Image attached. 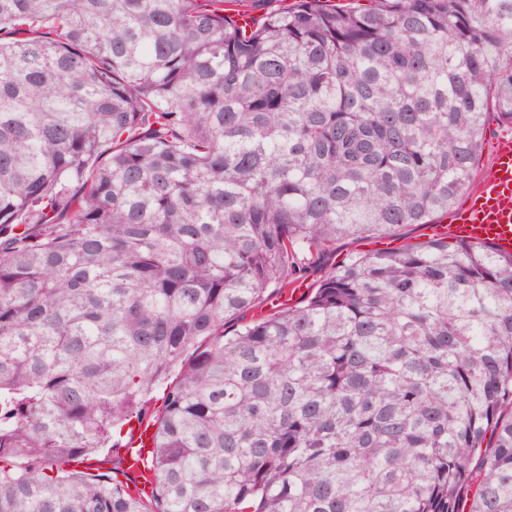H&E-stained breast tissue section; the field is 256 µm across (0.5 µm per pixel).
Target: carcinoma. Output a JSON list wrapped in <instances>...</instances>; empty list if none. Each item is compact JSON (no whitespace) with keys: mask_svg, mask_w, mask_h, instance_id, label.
Returning <instances> with one entry per match:
<instances>
[{"mask_svg":"<svg viewBox=\"0 0 512 512\" xmlns=\"http://www.w3.org/2000/svg\"><path fill=\"white\" fill-rule=\"evenodd\" d=\"M0 0V512H512V0ZM162 389L160 407L150 394ZM155 428V487L74 468ZM506 130L496 123L490 125L480 163L481 175L489 171V176L472 192L462 195L448 216L440 218L434 226H448L452 212L463 206L471 193L469 204L454 212L452 233L466 241L491 242L498 251L509 254L512 253V135L503 133L494 138L496 133ZM432 233L429 228L410 226L402 231V235L398 239L392 241L391 239L378 240V239H360L350 240L340 245L336 250V261L340 260L346 253L349 252H370L377 249L388 247H396L404 244L405 242H422L426 241L428 236ZM389 244V245H387ZM340 255V256H339Z\"/></svg>","mask_w":512,"mask_h":512,"instance_id":"carcinoma-1","label":"carcinoma"}]
</instances>
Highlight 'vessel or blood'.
<instances>
[{"label": "vessel or blood", "mask_w": 512, "mask_h": 512, "mask_svg": "<svg viewBox=\"0 0 512 512\" xmlns=\"http://www.w3.org/2000/svg\"><path fill=\"white\" fill-rule=\"evenodd\" d=\"M452 232L471 242H490L498 251L512 253V135L494 140V162L489 176L472 191L469 204L455 212ZM154 443V430L135 426L122 458L126 472L133 474L143 492H150L145 482L142 460Z\"/></svg>", "instance_id": "1"}]
</instances>
